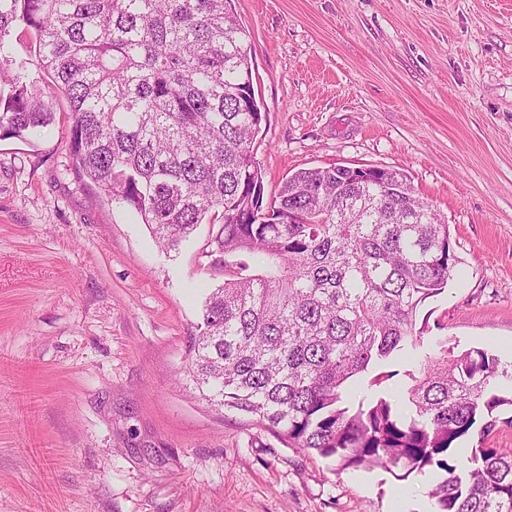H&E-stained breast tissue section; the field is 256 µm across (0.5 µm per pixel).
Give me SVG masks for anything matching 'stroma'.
<instances>
[{
	"label": "stroma",
	"mask_w": 512,
	"mask_h": 512,
	"mask_svg": "<svg viewBox=\"0 0 512 512\" xmlns=\"http://www.w3.org/2000/svg\"><path fill=\"white\" fill-rule=\"evenodd\" d=\"M266 114V197L297 170L389 166L449 226L417 310L512 361V0H236ZM56 123L0 136V512H434L438 473L341 468L199 401L183 373L222 271L76 173Z\"/></svg>",
	"instance_id": "obj_1"
}]
</instances>
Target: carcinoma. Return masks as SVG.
I'll list each match as a JSON object with an SVG mask.
<instances>
[{"label": "carcinoma", "mask_w": 512, "mask_h": 512, "mask_svg": "<svg viewBox=\"0 0 512 512\" xmlns=\"http://www.w3.org/2000/svg\"><path fill=\"white\" fill-rule=\"evenodd\" d=\"M33 31L34 59L10 55ZM33 65L51 80L44 91ZM69 104L76 169L177 252L221 224L223 284L204 300L185 373L198 398L343 467H436V512H512V455L485 443L512 379L485 349L434 340L407 373L408 412L348 387L424 348L418 307L448 287L450 231L389 167L300 169L265 198L253 143L265 120L235 0H0V131L38 134ZM478 445L454 452L478 419Z\"/></svg>", "instance_id": "cac0c4a2"}]
</instances>
